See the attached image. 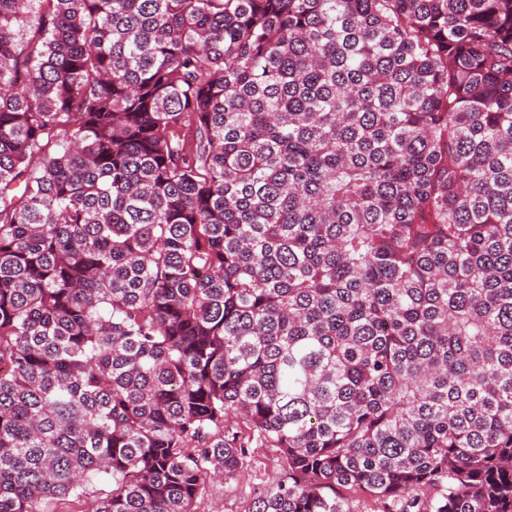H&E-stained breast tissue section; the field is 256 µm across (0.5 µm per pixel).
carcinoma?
I'll return each mask as SVG.
<instances>
[{
	"instance_id": "obj_1",
	"label": "carcinoma",
	"mask_w": 512,
	"mask_h": 512,
	"mask_svg": "<svg viewBox=\"0 0 512 512\" xmlns=\"http://www.w3.org/2000/svg\"><path fill=\"white\" fill-rule=\"evenodd\" d=\"M512 512V0H0V512ZM277 468L273 450L255 448L251 461L236 480L208 485L204 498L197 504L198 511L244 512L253 489L271 483ZM112 490V483L108 482H96L87 489L88 494L80 496L76 499L75 497L68 498V501H57L52 500L48 504L49 512H78L84 509V501L88 498H105L110 494Z\"/></svg>"
}]
</instances>
